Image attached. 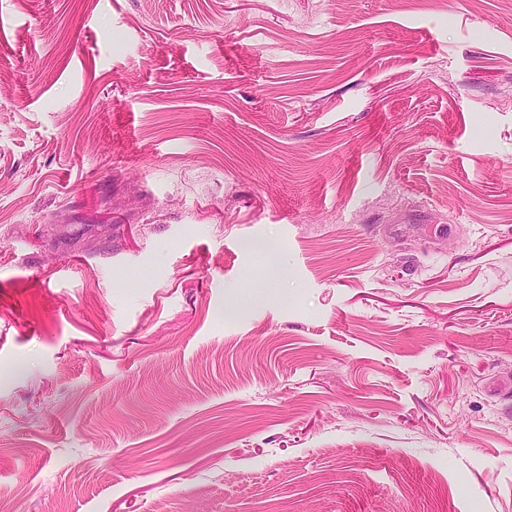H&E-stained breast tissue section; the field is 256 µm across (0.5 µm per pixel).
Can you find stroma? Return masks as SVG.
Segmentation results:
<instances>
[{
    "label": "stroma",
    "instance_id": "obj_1",
    "mask_svg": "<svg viewBox=\"0 0 512 512\" xmlns=\"http://www.w3.org/2000/svg\"><path fill=\"white\" fill-rule=\"evenodd\" d=\"M0 500L512 512V0H0Z\"/></svg>",
    "mask_w": 512,
    "mask_h": 512
}]
</instances>
